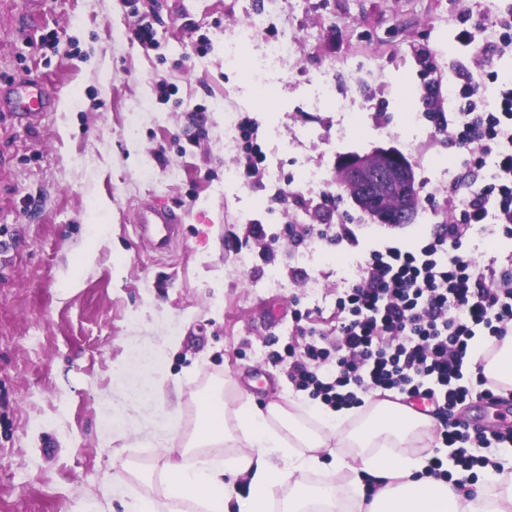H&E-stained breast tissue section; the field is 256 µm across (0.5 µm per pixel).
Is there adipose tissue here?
Masks as SVG:
<instances>
[{
  "mask_svg": "<svg viewBox=\"0 0 512 512\" xmlns=\"http://www.w3.org/2000/svg\"><path fill=\"white\" fill-rule=\"evenodd\" d=\"M473 360H484L485 374L512 388V335L506 336L490 359L482 354L487 338L472 341ZM295 410L312 418L315 429H304L288 417ZM205 425L184 444L180 457L168 460L167 506L143 496L128 503L127 512H177L189 502L197 512H271L277 492L287 489L282 512H335L338 495H347L350 512H512V449L494 452L501 471L472 493L455 481L424 476L428 457L417 444L431 438L433 419L410 406L368 401L359 416L319 405L292 402L290 408L271 402L266 407L222 406L213 401L203 409ZM159 448L172 447L174 418L131 430L113 419L105 430L109 444H127L131 434ZM322 473L318 485L309 474ZM367 475L378 485L372 497L358 486Z\"/></svg>",
  "mask_w": 512,
  "mask_h": 512,
  "instance_id": "obj_1",
  "label": "adipose tissue"
}]
</instances>
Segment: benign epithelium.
Returning a JSON list of instances; mask_svg holds the SVG:
<instances>
[{"mask_svg":"<svg viewBox=\"0 0 512 512\" xmlns=\"http://www.w3.org/2000/svg\"><path fill=\"white\" fill-rule=\"evenodd\" d=\"M337 179L353 203L379 224L395 222L381 205V196L396 187L409 198L418 196L413 165L394 148L380 147L366 155L345 157L339 164Z\"/></svg>","mask_w":512,"mask_h":512,"instance_id":"1","label":"benign epithelium"}]
</instances>
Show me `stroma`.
<instances>
[{
    "mask_svg": "<svg viewBox=\"0 0 512 512\" xmlns=\"http://www.w3.org/2000/svg\"><path fill=\"white\" fill-rule=\"evenodd\" d=\"M158 6L157 45L146 48L131 39L126 0H0V88L22 80L59 91L35 119L0 112V512H124L131 494L162 496L164 449L104 445L122 390L181 376L180 393L128 415L159 421L163 400H179L183 440L199 426L203 393L259 406L296 398L287 364L269 359L303 343L295 311L330 317L356 261L418 245L447 223L461 158L427 113L460 111L449 87L459 73H483L455 40L463 18L494 19L512 0ZM255 13L268 25L246 55L294 41L260 77L224 60ZM53 31L56 54L39 46ZM161 79L178 89L166 103ZM427 83L439 86L430 106ZM228 110L258 125L263 175L245 176ZM378 147L414 165L422 201L412 223H375L336 181L342 156ZM305 169L321 172L322 185L303 182ZM280 187L300 201L275 199ZM150 201L184 218L164 255L133 224ZM299 221L313 233L295 245L285 227ZM97 224L107 232L94 233ZM324 224L337 238L317 234ZM468 246L483 267L512 256V239L492 224L474 227ZM69 279L77 288L66 294ZM160 336L179 346L143 370Z\"/></svg>",
    "mask_w": 512,
    "mask_h": 512,
    "instance_id": "stroma-1",
    "label": "stroma"
}]
</instances>
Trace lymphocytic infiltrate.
I'll return each instance as SVG.
<instances>
[{
    "label": "lymphocytic infiltrate",
    "instance_id": "lymphocytic-infiltrate-1",
    "mask_svg": "<svg viewBox=\"0 0 512 512\" xmlns=\"http://www.w3.org/2000/svg\"><path fill=\"white\" fill-rule=\"evenodd\" d=\"M487 78L498 89L493 109L481 107L480 83L464 73L458 95L467 110L429 115L435 133L467 157L448 183L449 222L419 246L375 250L357 263L336 297L335 338L311 327L302 348L272 355L291 357L295 390L336 411L363 407L373 390L428 398L437 441L466 470L490 465L486 448L512 443V431L473 428L455 414L467 398L495 404L503 391L480 369L464 384L473 339L512 335V260L481 272L466 238L489 220L512 238V76L493 70ZM489 156L495 170L486 178Z\"/></svg>",
    "mask_w": 512,
    "mask_h": 512
}]
</instances>
